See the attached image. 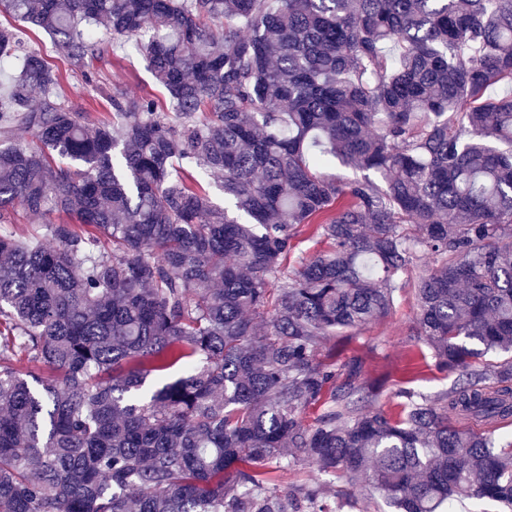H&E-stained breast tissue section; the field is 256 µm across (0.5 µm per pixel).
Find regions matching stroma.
<instances>
[{
    "label": "stroma",
    "mask_w": 512,
    "mask_h": 512,
    "mask_svg": "<svg viewBox=\"0 0 512 512\" xmlns=\"http://www.w3.org/2000/svg\"><path fill=\"white\" fill-rule=\"evenodd\" d=\"M19 37L26 46L45 54L60 76L58 100L81 112L88 123L109 115L112 107L106 92L115 83L122 84L134 97L152 98L161 104L167 100L142 56L131 45H114L108 56L92 61L87 70L82 71L58 59L49 38L41 31L23 27ZM416 314L412 291L401 292L382 321L328 337L317 360L328 364L359 358L368 378L383 380L379 404L387 410H396L397 394L405 388L436 396L448 390L457 376L438 369L430 352L425 351L416 336ZM273 476L284 492L300 484L322 487L328 501L334 502L341 512H396L382 499L370 498L361 486L347 482L343 476L321 471L308 462L289 463L286 469L274 471Z\"/></svg>",
    "instance_id": "stroma-1"
}]
</instances>
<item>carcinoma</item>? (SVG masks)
Masks as SVG:
<instances>
[{
	"label": "carcinoma",
	"mask_w": 512,
	"mask_h": 512,
	"mask_svg": "<svg viewBox=\"0 0 512 512\" xmlns=\"http://www.w3.org/2000/svg\"><path fill=\"white\" fill-rule=\"evenodd\" d=\"M82 68L134 42L172 111L120 87L88 124L17 29L0 103V512H338L309 460L398 512H512V0H0ZM31 132L9 143L16 124ZM363 173L342 182L329 162ZM219 174L224 206L191 183ZM61 217L44 239L8 215ZM303 229L327 250L287 264ZM413 291L459 375L376 405L323 340ZM490 351L507 354L490 364ZM182 369L168 380L165 372ZM323 403L311 427L299 410Z\"/></svg>",
	"instance_id": "cac0c4a2"
}]
</instances>
